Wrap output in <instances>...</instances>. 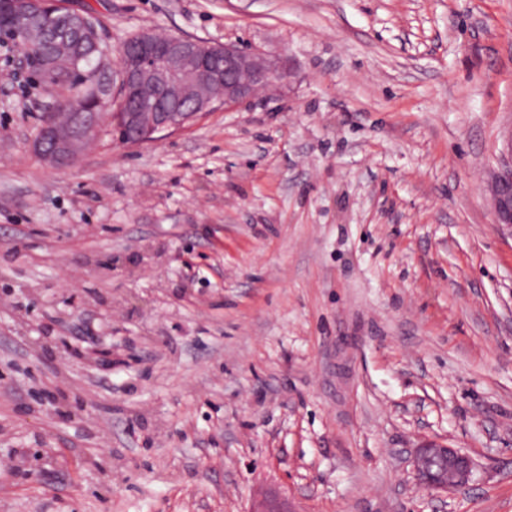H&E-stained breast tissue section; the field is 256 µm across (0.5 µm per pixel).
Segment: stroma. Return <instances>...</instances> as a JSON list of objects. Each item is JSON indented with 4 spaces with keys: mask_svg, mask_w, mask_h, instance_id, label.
<instances>
[{
    "mask_svg": "<svg viewBox=\"0 0 512 512\" xmlns=\"http://www.w3.org/2000/svg\"><path fill=\"white\" fill-rule=\"evenodd\" d=\"M285 82L73 165L0 52V512H512V0H66ZM476 463L436 496L414 448ZM510 161L501 170L494 172L487 182L496 226H507L512 230V126L507 132Z\"/></svg>",
    "mask_w": 512,
    "mask_h": 512,
    "instance_id": "1",
    "label": "stroma"
}]
</instances>
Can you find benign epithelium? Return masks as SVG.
Listing matches in <instances>:
<instances>
[{"label":"benign epithelium","instance_id":"benign-epithelium-1","mask_svg":"<svg viewBox=\"0 0 512 512\" xmlns=\"http://www.w3.org/2000/svg\"><path fill=\"white\" fill-rule=\"evenodd\" d=\"M21 23V51L16 64L21 71L40 72L51 81L61 70L74 68L82 59L107 52L94 15L68 9L58 12L49 0H13ZM63 31L82 35L70 58L33 55L31 48ZM285 72L278 62L234 44L220 45L184 35L158 38L143 31L119 48L115 71L117 106L107 82L93 94L82 93L74 101L69 119L45 116L34 140V150L53 167L75 162L87 143L104 125H112L123 144L157 139L196 119L216 101L237 104L261 89L281 82ZM495 224L512 228V160L487 182ZM474 461L447 444L428 441L413 453L416 482L430 493H446L466 485ZM250 512H294L288 498L271 494Z\"/></svg>","mask_w":512,"mask_h":512}]
</instances>
